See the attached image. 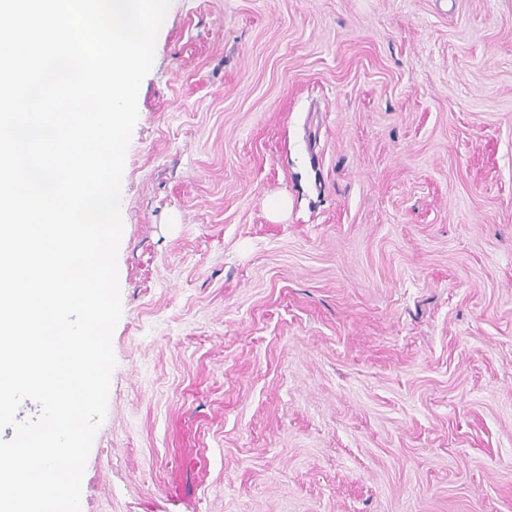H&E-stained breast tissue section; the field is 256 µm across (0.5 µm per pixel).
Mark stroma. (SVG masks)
<instances>
[{
	"mask_svg": "<svg viewBox=\"0 0 512 512\" xmlns=\"http://www.w3.org/2000/svg\"><path fill=\"white\" fill-rule=\"evenodd\" d=\"M137 106L82 512H512V0H172Z\"/></svg>",
	"mask_w": 512,
	"mask_h": 512,
	"instance_id": "35a3bbf8",
	"label": "stroma"
}]
</instances>
